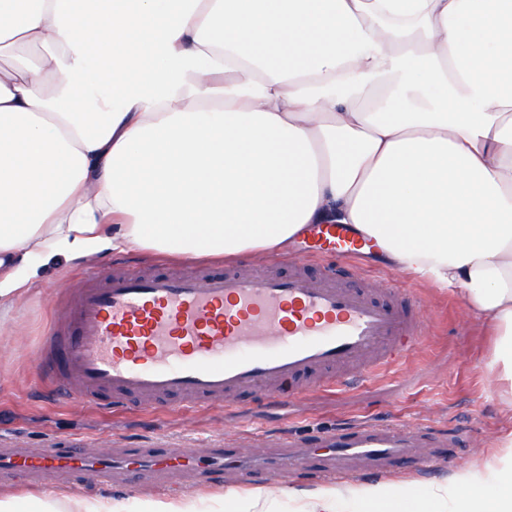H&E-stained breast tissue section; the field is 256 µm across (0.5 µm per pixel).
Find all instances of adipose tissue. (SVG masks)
<instances>
[{
    "label": "adipose tissue",
    "mask_w": 512,
    "mask_h": 512,
    "mask_svg": "<svg viewBox=\"0 0 512 512\" xmlns=\"http://www.w3.org/2000/svg\"><path fill=\"white\" fill-rule=\"evenodd\" d=\"M0 308L56 258L270 254L348 224L495 330L512 410V0H0ZM512 512V433L424 494Z\"/></svg>",
    "instance_id": "1"
}]
</instances>
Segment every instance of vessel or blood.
<instances>
[{
	"label": "vessel or blood",
	"mask_w": 512,
	"mask_h": 512,
	"mask_svg": "<svg viewBox=\"0 0 512 512\" xmlns=\"http://www.w3.org/2000/svg\"><path fill=\"white\" fill-rule=\"evenodd\" d=\"M367 240L341 224H314L304 232L301 255L288 274L150 273L139 268L90 276L86 287L60 288L62 327L51 328L37 348V369L60 399L80 402L109 393L114 406L128 397L182 398L187 406H212L248 390L295 398L310 375L324 384L347 383L356 369L373 376L396 367L420 335L419 310L407 289L390 282L377 291L345 286ZM335 259L320 277L303 265ZM429 433L398 425L362 423L309 441L304 460L289 469L323 474V456L336 459L337 476L348 462L383 468L412 457ZM115 456H89L80 448H0V474L26 470L40 478L61 475L107 480ZM141 467L137 454L120 460ZM166 469L193 467L192 451L170 448L155 455Z\"/></svg>",
	"instance_id": "vessel-or-blood-1"
}]
</instances>
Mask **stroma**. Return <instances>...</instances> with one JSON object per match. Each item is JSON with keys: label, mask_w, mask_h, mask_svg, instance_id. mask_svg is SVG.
<instances>
[{"label": "stroma", "mask_w": 512, "mask_h": 512, "mask_svg": "<svg viewBox=\"0 0 512 512\" xmlns=\"http://www.w3.org/2000/svg\"><path fill=\"white\" fill-rule=\"evenodd\" d=\"M187 269L189 260H172L136 251L105 254L86 263L51 262L36 287L0 313V444L19 448L77 446L89 453L126 448L240 449L243 474L230 478L219 468L199 477L181 473L165 479L123 471L111 481L75 484L62 479L37 486L21 473L0 476V499L57 496V508L68 512L75 501L108 496L143 506L160 498L193 497L220 507L231 489L262 492L275 512H295L290 489H318L325 482L305 474L273 482L250 457L265 453L269 461L286 454L288 440H307L334 427L361 421L420 423L443 440L440 448L420 449L417 458L399 462L393 479L414 490L447 478L470 464L489 459L499 437L512 432V412L491 381L496 338L488 323L444 288L415 280L373 258L363 261L364 274L381 283L396 280L419 303L422 333L399 366L374 377L356 378L343 386H318L279 404L261 391L242 394L231 409L198 406L171 410L164 404L129 399L121 412L95 404L60 401L38 374L35 350L54 319L53 291L81 287L89 274L124 266Z\"/></svg>", "instance_id": "obj_1"}]
</instances>
